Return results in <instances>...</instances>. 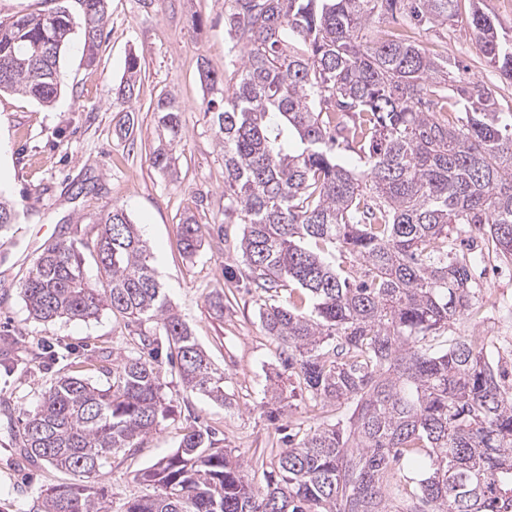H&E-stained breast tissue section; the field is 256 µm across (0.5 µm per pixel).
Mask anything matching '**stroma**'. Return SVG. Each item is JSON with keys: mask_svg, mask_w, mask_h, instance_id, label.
I'll use <instances>...</instances> for the list:
<instances>
[{"mask_svg": "<svg viewBox=\"0 0 512 512\" xmlns=\"http://www.w3.org/2000/svg\"><path fill=\"white\" fill-rule=\"evenodd\" d=\"M73 33L60 68V91L53 103L0 93V144L7 162L0 165V193L19 214L0 239V400L14 412L37 407L57 376L77 375L104 384L105 370L141 349L144 340L162 342L154 324H131L105 310L92 319H32L20 294L43 249L56 238L77 243L92 287H103L93 248L97 220L110 206L123 207L152 253L174 311L189 325L215 368L224 375L231 398L222 406L185 390L167 359H160L168 412L137 447L113 454L94 483L112 493V512L147 494L136 481L139 472L174 452L184 434L202 427L216 447L234 451L245 474L264 488L266 472L297 429L348 419L354 406L310 403L298 379L281 381L285 401L277 420L267 403L280 372V347L261 326L259 310L287 302L291 281L264 291L244 278L245 267L233 242L241 225L224 221V151L210 118L201 108L202 70L223 73L228 61L224 0H108L104 37L95 57H87L77 0L69 4ZM414 38L427 53L448 57L469 69L490 88L503 112H512V83L486 67L472 33L460 26L425 25ZM141 62V76L131 100L117 97L130 55ZM179 103L183 134L175 149V175L151 164L158 142L157 117L151 107L163 94ZM134 126L122 129L125 117ZM93 182L95 191L74 195L73 187ZM194 215L202 246L193 257L178 247V221ZM475 277L490 317H474L456 327L469 336L489 337L501 364L512 372V319L495 313V305L512 302V265L493 258L476 259ZM223 294L224 309L210 300ZM13 421L0 412V512H31L41 491L76 482V475L42 460L18 455Z\"/></svg>", "mask_w": 512, "mask_h": 512, "instance_id": "obj_1", "label": "stroma"}]
</instances>
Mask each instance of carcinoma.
Instances as JSON below:
<instances>
[{
	"mask_svg": "<svg viewBox=\"0 0 512 512\" xmlns=\"http://www.w3.org/2000/svg\"><path fill=\"white\" fill-rule=\"evenodd\" d=\"M79 2L92 60L107 7ZM224 5L235 58L222 79L202 72L203 112L224 147V216L244 225L238 250L256 287L288 279L300 291L260 310L284 370L311 400L356 407L347 423L289 441L261 490L240 456L193 428L140 474L154 492L129 499L123 512H512V384L492 365V342L458 335L444 351L427 343L479 312L482 289L453 231L478 233L487 251L512 263V112L499 111L483 85L452 75L454 65L428 55L411 31L458 22L509 80L512 40L484 0L462 20L457 0ZM401 9L402 30L366 37ZM72 29L64 5L0 21V92L52 103ZM140 71L129 56L123 98L133 97ZM153 111L163 137L151 162L168 172L181 107L164 96ZM16 217L0 197V231ZM99 224L94 249L108 288L87 282L76 244L60 238L20 287L29 315L85 320L109 309L154 323L186 389L229 404L224 375L173 312L137 225L116 205ZM178 244L189 257L199 250L194 216L179 221ZM346 254L364 275L341 268ZM106 374L103 385L54 380L21 419V453L91 478L155 429L165 411L156 357L130 355ZM424 449L430 464L421 478H397ZM410 483L416 489L403 491ZM33 512L109 508L104 490L74 483L42 490Z\"/></svg>",
	"mask_w": 512,
	"mask_h": 512,
	"instance_id": "carcinoma-1",
	"label": "carcinoma"
}]
</instances>
